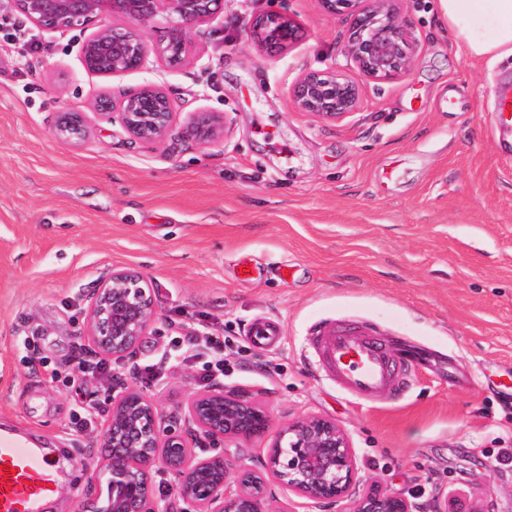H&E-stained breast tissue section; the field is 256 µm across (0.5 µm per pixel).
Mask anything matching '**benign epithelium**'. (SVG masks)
I'll return each mask as SVG.
<instances>
[{
  "label": "benign epithelium",
  "mask_w": 512,
  "mask_h": 512,
  "mask_svg": "<svg viewBox=\"0 0 512 512\" xmlns=\"http://www.w3.org/2000/svg\"><path fill=\"white\" fill-rule=\"evenodd\" d=\"M353 18L345 44L347 57L368 81L388 82L410 73L415 44L399 23L401 0H367ZM19 13L45 30L87 27L110 17L81 48L85 68L105 77L147 67L150 55L175 62L190 55L195 27L223 10L224 0H14ZM163 18L166 38L152 45L151 24ZM253 31L270 51H281L298 39V27L285 15L257 16ZM360 88L344 72L313 70L292 86L299 112L336 121L357 111ZM98 118L118 124L136 143L161 145L175 126L174 102L162 87L147 84L114 98L97 96ZM222 112H192L180 134L200 145L224 141ZM54 135L80 144L89 127L79 112L60 114ZM79 349L105 359L132 360L143 337L159 318L145 278L117 269L103 276L87 299ZM110 415L104 425V452L92 483L97 494L79 503L81 512H174L161 506L153 491L158 472L174 481L178 501L192 512H272L267 507L268 476L318 509L348 500L349 512H452L454 502L436 497L423 504L396 493L360 488L355 449L335 422L305 417L277 425L251 393L213 384L168 415L154 398L121 380L106 394ZM267 440L261 468L246 465L245 444ZM206 443L219 452L197 457L193 448Z\"/></svg>",
  "instance_id": "benign-epithelium-1"
}]
</instances>
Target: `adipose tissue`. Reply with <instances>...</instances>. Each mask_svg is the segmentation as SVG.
<instances>
[{
	"label": "adipose tissue",
	"mask_w": 512,
	"mask_h": 512,
	"mask_svg": "<svg viewBox=\"0 0 512 512\" xmlns=\"http://www.w3.org/2000/svg\"><path fill=\"white\" fill-rule=\"evenodd\" d=\"M457 41L476 57L512 56V0H440Z\"/></svg>",
	"instance_id": "1"
}]
</instances>
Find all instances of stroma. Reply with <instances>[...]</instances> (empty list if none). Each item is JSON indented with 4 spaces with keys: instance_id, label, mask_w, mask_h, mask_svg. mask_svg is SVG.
Masks as SVG:
<instances>
[{
    "instance_id": "stroma-1",
    "label": "stroma",
    "mask_w": 512,
    "mask_h": 512,
    "mask_svg": "<svg viewBox=\"0 0 512 512\" xmlns=\"http://www.w3.org/2000/svg\"><path fill=\"white\" fill-rule=\"evenodd\" d=\"M360 7L224 0L191 57L104 78L82 65L85 31L39 30L0 0V427L80 460L52 512H77L91 486L113 376L168 413L205 390L191 361L139 371L186 334L227 337L223 384L253 391L275 423L335 421L364 486L512 512V466L497 462L512 448V123L491 94L512 57L470 55L439 0H403L412 72L361 81L341 120L296 111L303 73H354L345 42ZM267 13L300 27L276 54L250 32ZM146 83L179 114L224 113L223 142L175 131L147 148L97 120L95 95ZM64 109L84 112V143L54 137ZM126 268L145 275L160 319L135 361L74 373L86 297ZM259 319L280 326L276 345H251ZM319 324L426 358L406 391L365 403L320 376ZM87 414L95 426L80 429Z\"/></svg>"
}]
</instances>
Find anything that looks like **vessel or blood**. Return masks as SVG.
Here are the masks:
<instances>
[{
  "label": "vessel or blood",
  "instance_id": "b4317fda",
  "mask_svg": "<svg viewBox=\"0 0 512 512\" xmlns=\"http://www.w3.org/2000/svg\"><path fill=\"white\" fill-rule=\"evenodd\" d=\"M317 340L321 369L345 392L370 401L398 391L407 371L392 372L380 347L346 329L322 326ZM45 448L19 447L13 431L0 432V512H42L59 487Z\"/></svg>",
  "mask_w": 512,
  "mask_h": 512
}]
</instances>
